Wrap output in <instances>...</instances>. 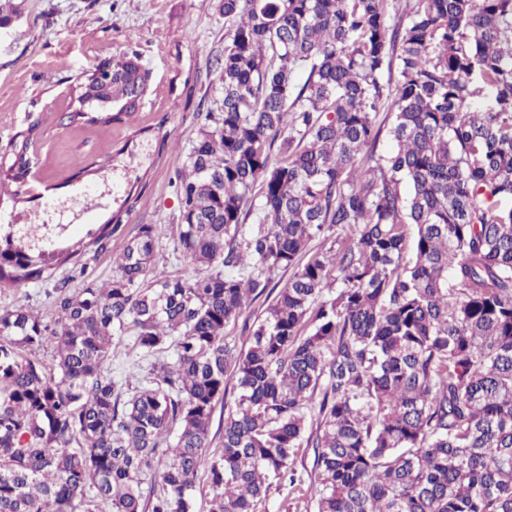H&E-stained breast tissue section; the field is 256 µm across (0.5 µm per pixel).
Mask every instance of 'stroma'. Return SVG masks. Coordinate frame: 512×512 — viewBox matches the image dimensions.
<instances>
[{
	"label": "stroma",
	"mask_w": 512,
	"mask_h": 512,
	"mask_svg": "<svg viewBox=\"0 0 512 512\" xmlns=\"http://www.w3.org/2000/svg\"><path fill=\"white\" fill-rule=\"evenodd\" d=\"M19 14L0 26V163L30 126L39 137L30 148L32 175L20 200L0 195V220L52 200L93 191L92 165L113 166L110 203L89 209L67 247L77 263L55 266L51 278L0 288V309L48 311L55 286L82 288L113 274L112 255L138 225L162 235L157 261L173 276L188 274L174 251L180 222L178 174L196 140L202 115L221 103L218 59L229 24L221 0H15ZM136 54L148 76L147 91L132 117L104 132L68 127L65 112L80 104L71 88L86 72ZM120 219L124 232L107 249L92 245L89 225Z\"/></svg>",
	"instance_id": "35a3bbf8"
}]
</instances>
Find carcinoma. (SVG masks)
Here are the masks:
<instances>
[{
    "instance_id": "obj_1",
    "label": "carcinoma",
    "mask_w": 512,
    "mask_h": 512,
    "mask_svg": "<svg viewBox=\"0 0 512 512\" xmlns=\"http://www.w3.org/2000/svg\"><path fill=\"white\" fill-rule=\"evenodd\" d=\"M222 11V103L177 186L175 251L194 274L159 268L160 232L140 224L112 279L56 287L44 314L0 310V512H195L202 470L209 512H269L272 487L306 482L315 512H512V0H405L393 25L388 0ZM106 68L110 83L87 74L79 100L120 111L68 124L137 110L138 63ZM384 98L395 148L378 158ZM35 131L1 186L25 183ZM333 228L337 248L308 255ZM120 231L103 224L93 243ZM58 244L44 224L0 231V285L77 255ZM279 269L292 276L278 290ZM271 297L245 346L225 341ZM131 330L136 350L172 348L175 363L114 378L112 346ZM272 297L269 299V301L263 306L259 307L260 302H255L253 305H251L246 311H244L241 318L238 320L236 324L231 323L225 328V337L228 341L236 342L237 346L240 348L242 346V342L244 340L243 335H241V327L243 324L244 319H249L250 323H252L255 319V317L260 314L262 309H264L270 301H272Z\"/></svg>"
}]
</instances>
